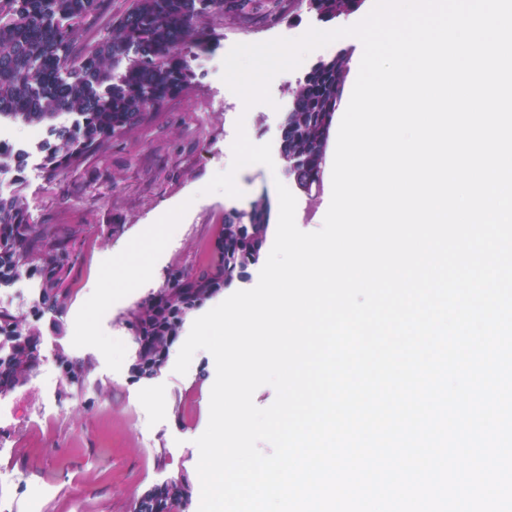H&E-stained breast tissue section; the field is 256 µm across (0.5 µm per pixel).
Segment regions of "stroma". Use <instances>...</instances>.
<instances>
[{"label": "stroma", "instance_id": "stroma-1", "mask_svg": "<svg viewBox=\"0 0 512 512\" xmlns=\"http://www.w3.org/2000/svg\"><path fill=\"white\" fill-rule=\"evenodd\" d=\"M211 41L190 59L194 78L179 96L148 112L136 128L113 137L104 153L88 158L64 177L47 180L40 146L45 128L4 118L29 153L23 173L0 171V195L21 193L33 223L74 232L77 260L65 309L37 320L40 366L15 391L0 396L10 412L0 420V474L16 478L11 512H132L149 487L173 478L198 484L195 444L209 421L213 356L197 351L186 374L172 366L151 379L130 368L136 354L126 319L140 302L166 287L175 272L205 268L226 212L250 211L261 199L275 200L270 169L286 170L280 144L292 91L311 69L338 53L355 56L352 43L317 49L295 70L271 83L274 106L244 109L222 80L223 60L238 43L296 38L326 20L309 0H247L244 10H206L198 19ZM251 142L271 143L273 166L250 164L236 174L241 194L205 193L215 174L228 171L237 120ZM296 198L295 222L305 232L321 228L328 205L326 186L304 191L289 183ZM189 209L159 257L152 279L105 313L102 328L120 339L126 355L120 371L107 368L102 353L72 344L75 316L93 293L103 260L118 254L167 211ZM87 361L82 387L66 388L60 354Z\"/></svg>", "mask_w": 512, "mask_h": 512}]
</instances>
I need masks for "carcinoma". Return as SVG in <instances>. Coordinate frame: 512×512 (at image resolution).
<instances>
[{"instance_id":"obj_1","label":"carcinoma","mask_w":512,"mask_h":512,"mask_svg":"<svg viewBox=\"0 0 512 512\" xmlns=\"http://www.w3.org/2000/svg\"><path fill=\"white\" fill-rule=\"evenodd\" d=\"M104 0H0V119L43 125L42 168L48 179L79 167L103 152L117 133L142 122L145 114L182 94L193 71L189 54L203 48L207 35L196 24L208 6L224 0H131L113 20L107 36L92 47L79 44L81 30L102 9ZM358 0H310L321 15L333 19L357 8ZM129 58L121 77L112 81L114 63ZM347 73L344 54L321 61L292 90L293 104L282 125L284 157L303 163L291 169L296 184L308 190L318 181L323 141L331 127ZM72 114L71 126L53 120ZM27 153L0 154V169L21 173ZM271 206L256 202L241 218L227 214L229 224H250L215 250L210 267L179 274L141 302L128 325L141 337L139 375L170 349L184 315L224 287L248 274L266 244ZM73 235L32 223L23 197L0 196V285L21 272L40 281L41 296L33 316L41 318L66 306L68 280L75 264ZM0 393L22 385L37 371L39 333L27 319L0 308ZM65 382L80 386L89 371L85 361L61 356ZM192 501L187 479L152 486L136 502V512H174Z\"/></svg>"}]
</instances>
